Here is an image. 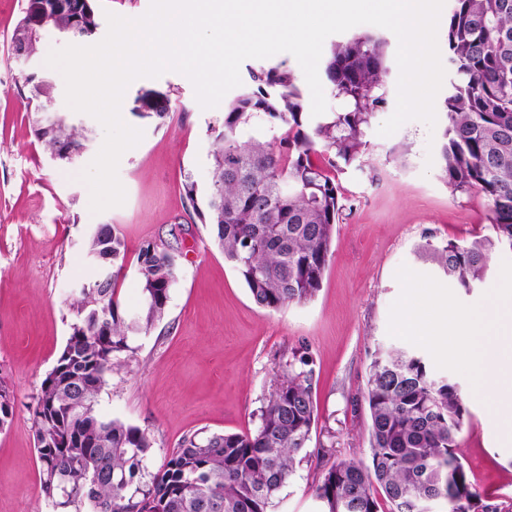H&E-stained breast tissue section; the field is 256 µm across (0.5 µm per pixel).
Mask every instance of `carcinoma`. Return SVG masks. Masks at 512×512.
Returning <instances> with one entry per match:
<instances>
[{
  "label": "carcinoma",
  "mask_w": 512,
  "mask_h": 512,
  "mask_svg": "<svg viewBox=\"0 0 512 512\" xmlns=\"http://www.w3.org/2000/svg\"><path fill=\"white\" fill-rule=\"evenodd\" d=\"M448 62L454 77L444 100L439 171L454 191L478 190L491 233L420 246L465 289L486 276L491 256L512 244V0H452ZM68 39L96 34L93 0H27L12 37L13 54L35 56L44 33ZM387 42L359 34L335 44L324 76L344 112L312 118L288 71L251 73L250 83L208 126L210 177L183 183L190 218L212 237L253 302L270 312L312 300L333 253L343 193L336 173L364 162L367 130L387 104ZM53 84L22 75L19 94L36 114L34 135L49 156L69 162L88 141L65 120L48 121ZM135 113L168 126V94L148 89ZM88 251L94 275L74 289L71 334L32 397L40 482L51 512H274L311 441L317 420L314 359L300 347L240 433L184 439L161 468L149 470L146 428L96 411L107 376L132 353L134 339L163 316L176 283L179 238L145 241L135 255L141 311L118 293L128 247L117 225L100 224ZM371 464L322 465L314 495L321 512H512L471 481L458 455L469 416L456 383L433 375L420 356L376 351L366 376ZM15 397L0 383V429Z\"/></svg>",
  "instance_id": "cac0c4a2"
}]
</instances>
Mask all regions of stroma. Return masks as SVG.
<instances>
[{
  "label": "stroma",
  "instance_id": "35a3bbf8",
  "mask_svg": "<svg viewBox=\"0 0 512 512\" xmlns=\"http://www.w3.org/2000/svg\"><path fill=\"white\" fill-rule=\"evenodd\" d=\"M26 0H0V382L14 392L10 423L0 429V512H45L29 403L70 333L71 293L93 274L85 259L95 225H118L129 251L181 229L177 282L163 317L137 337L98 397V413L149 429L152 468L194 433L252 429L280 365L308 346L318 379V420L311 448L335 460L370 463L366 375L377 350H410L390 337L389 309L401 292L400 266L442 278L419 257L425 240H468L490 232L488 206L477 190L452 192L438 166H427L435 128L418 120L383 137L379 126L396 107L395 93L375 113L367 137L369 160L340 176L346 208L322 286L309 302L269 312L248 290L214 244L206 224L184 223L181 183L209 179L212 142L207 127L220 108L204 109L190 80L177 72L132 82L121 112L144 137L120 160L126 201L94 214L80 173L98 153L104 130L92 116L77 119L91 138L75 163L49 159L34 136L16 89L18 65L11 37ZM168 93V127L155 129L134 114L140 90ZM469 411L458 452L480 491L512 502V432L504 429L487 393L451 373ZM316 460L301 462L284 488L277 512H320L313 487Z\"/></svg>",
  "mask_w": 512,
  "mask_h": 512
}]
</instances>
